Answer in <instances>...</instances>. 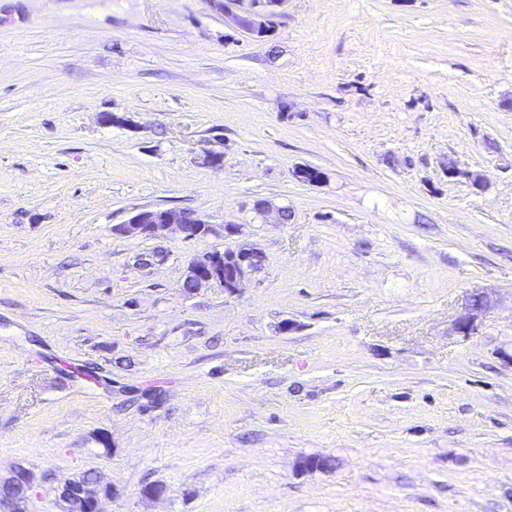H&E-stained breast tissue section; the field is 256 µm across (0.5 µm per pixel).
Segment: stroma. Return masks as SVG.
Wrapping results in <instances>:
<instances>
[{
	"label": "stroma",
	"mask_w": 512,
	"mask_h": 512,
	"mask_svg": "<svg viewBox=\"0 0 512 512\" xmlns=\"http://www.w3.org/2000/svg\"><path fill=\"white\" fill-rule=\"evenodd\" d=\"M241 11L0 0V474L27 512L87 471L103 512H512V0ZM155 207L216 232H120ZM237 245V294L183 290ZM232 252L230 261L221 251L194 258L185 273L184 290L193 293L204 285L215 283L231 294L237 292L247 278L261 269L264 256L257 249L237 248Z\"/></svg>",
	"instance_id": "stroma-1"
}]
</instances>
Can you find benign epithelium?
Masks as SVG:
<instances>
[{
  "mask_svg": "<svg viewBox=\"0 0 512 512\" xmlns=\"http://www.w3.org/2000/svg\"><path fill=\"white\" fill-rule=\"evenodd\" d=\"M272 12H257L246 10L242 14L232 15L233 21L248 31L265 29ZM173 228L182 234L186 240L208 235L213 232L197 212L191 209L147 208L134 214L126 224L121 226V232L131 237L155 238L160 232ZM264 262L263 253L256 249L237 248L233 250V259H228L221 251L204 253L194 258L187 267L183 280V288L188 293L198 288L215 283L233 294L242 283L258 272ZM480 295L472 296V301L455 322L456 330L467 333L472 329V323L484 307L475 303Z\"/></svg>",
  "mask_w": 512,
  "mask_h": 512,
  "instance_id": "benign-epithelium-1",
  "label": "benign epithelium"
}]
</instances>
